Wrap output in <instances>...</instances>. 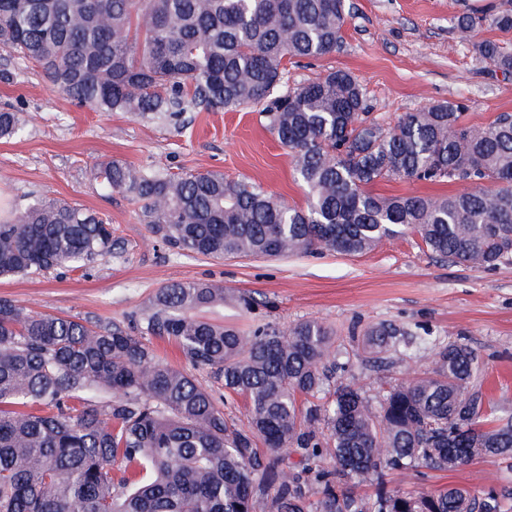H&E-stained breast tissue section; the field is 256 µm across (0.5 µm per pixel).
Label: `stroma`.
<instances>
[{
    "mask_svg": "<svg viewBox=\"0 0 512 512\" xmlns=\"http://www.w3.org/2000/svg\"><path fill=\"white\" fill-rule=\"evenodd\" d=\"M486 2L345 0L341 46L322 58L287 64L284 81L292 87L343 69L359 79L384 126L443 101L464 103L470 124L488 126L499 113H512V75L479 60L450 28L453 17ZM0 107L18 112L24 127L19 137L0 139V211L18 213L47 197L65 200L109 222L115 242L111 254L83 268L0 277V298L36 312L124 324L162 285L201 280L257 300L249 313L231 303L203 313L244 333L268 322L286 327L318 320L347 347L352 330L371 324L423 327L435 338L465 339L488 360L483 391L499 409L512 412V265L486 271L439 262L410 232L359 255H185L139 222L136 204L102 191L92 179L96 164L112 159L176 174L220 171L229 180H253L289 205L305 206L288 150L255 108L189 112L178 125L94 112L73 105L38 68L1 50ZM462 190L457 183L405 178L374 187L382 195L425 197ZM431 357L426 346L388 370L354 366L343 380L373 395L394 379L422 373ZM391 483L412 494L451 486L477 494L492 485L508 493L512 470L486 459L450 471L422 468L392 476Z\"/></svg>",
    "mask_w": 512,
    "mask_h": 512,
    "instance_id": "35a3bbf8",
    "label": "stroma"
}]
</instances>
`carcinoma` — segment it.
Masks as SVG:
<instances>
[{
    "mask_svg": "<svg viewBox=\"0 0 512 512\" xmlns=\"http://www.w3.org/2000/svg\"><path fill=\"white\" fill-rule=\"evenodd\" d=\"M345 19V0H0V49L94 112L172 119L259 108L291 153L303 208L219 172L169 174L116 160L94 168L102 189L133 201L140 223L184 254L357 255L410 231L437 261L512 265V113L478 127L462 103L446 101L386 128L346 71L284 86L288 60L336 51ZM478 24L512 32V9L452 20L480 59L512 74V52L475 39ZM21 129L17 113L0 111V138ZM386 178L466 190L374 193ZM113 246L97 216L45 198L0 224V276L89 264ZM229 300L254 306L212 282L164 285L126 328L1 298L0 512H256L264 490L273 512H512L494 486L479 496L461 487L409 495L387 480L486 458L512 470V414L487 401V363L469 345L435 342L427 370L370 396L336 375L354 358L394 366L413 332L381 323L349 351L318 320L244 336L199 316ZM150 337L174 342L224 395L165 363ZM330 386V400L297 404V395ZM233 395L246 403L244 427L224 417ZM291 448L303 451L299 471L284 466ZM327 456L330 467L321 464ZM352 480L375 486L370 502L347 491Z\"/></svg>",
    "mask_w": 512,
    "mask_h": 512,
    "instance_id": "obj_1",
    "label": "carcinoma"
}]
</instances>
